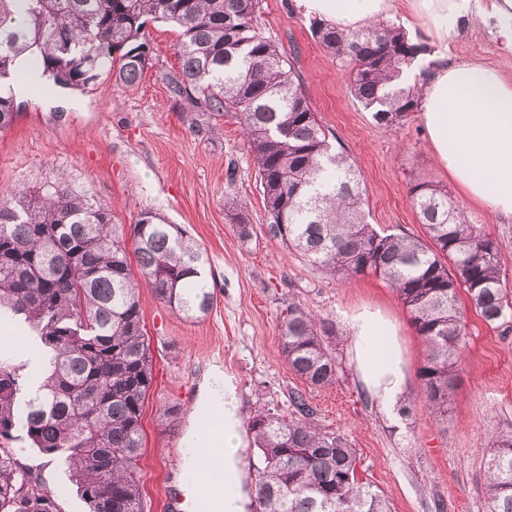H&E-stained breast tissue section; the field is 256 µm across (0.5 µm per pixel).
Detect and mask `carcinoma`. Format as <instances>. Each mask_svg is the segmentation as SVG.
I'll list each match as a JSON object with an SVG mask.
<instances>
[{
    "mask_svg": "<svg viewBox=\"0 0 512 512\" xmlns=\"http://www.w3.org/2000/svg\"><path fill=\"white\" fill-rule=\"evenodd\" d=\"M261 16L262 0H0V80L37 60L59 87L84 90L104 74L131 86L151 64L147 20L178 28L179 71L164 75L170 91L202 111L236 115L269 232L286 248L341 280L371 272L396 292L425 346L423 401L444 418L465 336L458 290L488 325L512 317L499 245L448 191L425 181L411 185L410 198L431 243L369 224L361 173L333 149L294 59L281 54ZM310 30L347 63L350 93L377 124L392 128L418 111L422 89L402 77L423 48L401 25L350 30L314 19ZM17 113L13 96L0 94V129ZM240 209L235 232L245 242L252 225ZM0 248L12 254L0 263V309L48 354L35 378L26 364L0 357V512H60L41 474L12 450L19 429L38 454L66 466L89 512H146L137 474L153 359L140 288L187 319L207 315L214 292L199 277L207 253L150 210L128 228L112 223L88 190L64 181L0 193ZM336 336L332 321L299 303L283 311L282 354L312 388L336 381ZM290 406L280 413L260 405L247 420L255 512H391L360 477L349 440L323 430L303 394L293 393ZM483 494L487 512H512V430L492 440Z\"/></svg>",
    "mask_w": 512,
    "mask_h": 512,
    "instance_id": "cac0c4a2",
    "label": "carcinoma"
}]
</instances>
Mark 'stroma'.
Listing matches in <instances>:
<instances>
[{"mask_svg": "<svg viewBox=\"0 0 512 512\" xmlns=\"http://www.w3.org/2000/svg\"><path fill=\"white\" fill-rule=\"evenodd\" d=\"M262 21L280 48L297 52L308 99L337 149L362 174L368 220L378 230L425 238L409 197L412 182L427 181L455 192L434 162L418 113L395 129L377 125L351 95L339 60L323 50L297 0H262ZM153 66L130 87L101 78L90 89L57 87L46 75L14 90L16 121L0 129V192L65 175L105 204L116 224L135 223L146 210L181 225L205 249L213 306L189 320L141 290V307L153 356L147 396L143 457L138 479L147 512H176L187 490L202 485L185 462L186 435L204 380L215 372L237 386L238 412L257 405L287 410L302 392L317 410L320 427L345 435L360 457V473L389 500L392 512H486L484 465L496 431L512 429V318L490 326L476 314L467 293L459 307L467 325L458 381L446 419L419 400L424 346L396 293L366 274L344 282L316 269L268 232L256 169L241 128L230 114L194 112L171 94L164 80L176 71L178 34L171 25L148 23ZM448 57L477 59L512 78V48L493 23L463 27L448 42ZM234 183H227V169ZM247 203L253 226L249 242L233 229L234 200ZM471 222L497 240L507 291L512 294V217L464 204ZM333 320L347 336L346 317L361 308L381 309L397 325L410 370L403 419L393 420L358 383L345 345L336 383L307 386L288 368L278 335L289 302ZM177 407L180 421L165 425L163 411ZM25 464L37 468L61 512H88L62 464L46 462L25 441L13 444Z\"/></svg>", "mask_w": 512, "mask_h": 512, "instance_id": "obj_1", "label": "stroma"}]
</instances>
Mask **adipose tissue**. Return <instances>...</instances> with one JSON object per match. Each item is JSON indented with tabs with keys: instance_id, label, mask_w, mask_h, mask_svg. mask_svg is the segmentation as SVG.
Listing matches in <instances>:
<instances>
[{
	"instance_id": "adipose-tissue-1",
	"label": "adipose tissue",
	"mask_w": 512,
	"mask_h": 512,
	"mask_svg": "<svg viewBox=\"0 0 512 512\" xmlns=\"http://www.w3.org/2000/svg\"><path fill=\"white\" fill-rule=\"evenodd\" d=\"M304 11L345 29L394 16L397 5L421 27L429 51L418 56L404 81L422 83L420 120L436 164L471 203L512 217V78L477 61H448V40L477 20L494 19L512 47V0H299ZM347 351L361 387L387 413L407 391L409 368L398 332L381 310L365 308L348 318ZM193 420L189 447L214 448L212 468L197 470L208 498L222 512H248L241 461V419L232 382L207 385Z\"/></svg>"
}]
</instances>
